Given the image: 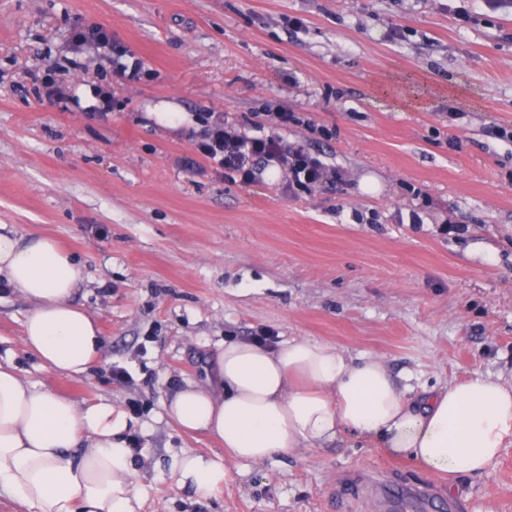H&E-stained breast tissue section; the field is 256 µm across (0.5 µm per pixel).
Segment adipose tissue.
Masks as SVG:
<instances>
[{
  "mask_svg": "<svg viewBox=\"0 0 512 512\" xmlns=\"http://www.w3.org/2000/svg\"><path fill=\"white\" fill-rule=\"evenodd\" d=\"M78 276L54 239L0 224V280L32 305L23 342L67 377L86 374L103 353L95 319L72 299ZM165 411L180 429L224 446L222 457L169 461L171 474L203 495L223 485L226 459L258 464L343 434L447 475L452 489L486 475L512 443V384L477 373L416 391L379 358L305 338L274 348L224 341L207 383L176 390ZM137 425L109 399L80 405L0 365V495L24 512H138L127 438Z\"/></svg>",
  "mask_w": 512,
  "mask_h": 512,
  "instance_id": "obj_1",
  "label": "adipose tissue"
}]
</instances>
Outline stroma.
<instances>
[{"label":"stroma","instance_id":"stroma-1","mask_svg":"<svg viewBox=\"0 0 512 512\" xmlns=\"http://www.w3.org/2000/svg\"><path fill=\"white\" fill-rule=\"evenodd\" d=\"M85 26L107 28L136 76L73 53ZM48 65L58 101L32 79ZM100 86L111 109L83 106ZM217 124L301 148L336 178L298 194L278 165L243 180L198 149ZM502 127L512 0H0V224L59 242L104 344L85 375L50 373L22 343L30 303L0 284V363L145 422L129 434L140 512H383L375 479L432 482L457 512H512V445L453 491L346 438L228 461L205 496L164 468L174 452H224L178 430L164 403L227 336L334 344L417 384L512 382Z\"/></svg>","mask_w":512,"mask_h":512}]
</instances>
